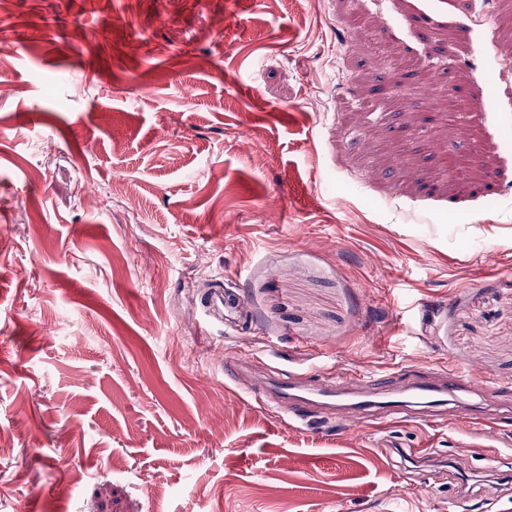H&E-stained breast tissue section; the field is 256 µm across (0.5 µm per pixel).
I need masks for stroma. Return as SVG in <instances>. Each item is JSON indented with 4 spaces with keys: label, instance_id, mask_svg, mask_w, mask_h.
<instances>
[{
    "label": "stroma",
    "instance_id": "35a3bbf8",
    "mask_svg": "<svg viewBox=\"0 0 512 512\" xmlns=\"http://www.w3.org/2000/svg\"><path fill=\"white\" fill-rule=\"evenodd\" d=\"M0 82V512H512V424L221 365L512 379V0H9ZM364 378L361 374H352L349 378L323 374L312 378L305 372L264 373L251 382L248 390L264 405L287 416L289 421L303 423L312 417L331 415L336 397L342 393V385L354 386Z\"/></svg>",
    "mask_w": 512,
    "mask_h": 512
}]
</instances>
